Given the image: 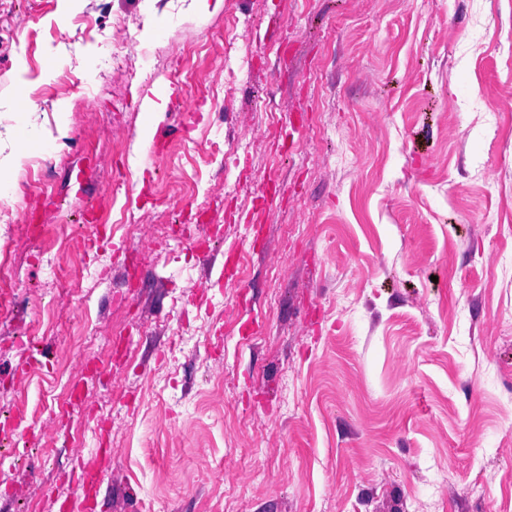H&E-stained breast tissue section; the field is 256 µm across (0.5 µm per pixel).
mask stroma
<instances>
[{
	"instance_id": "35a3bbf8",
	"label": "stroma",
	"mask_w": 512,
	"mask_h": 512,
	"mask_svg": "<svg viewBox=\"0 0 512 512\" xmlns=\"http://www.w3.org/2000/svg\"><path fill=\"white\" fill-rule=\"evenodd\" d=\"M1 30L0 512H61L102 439L96 512H512V0H12Z\"/></svg>"
}]
</instances>
